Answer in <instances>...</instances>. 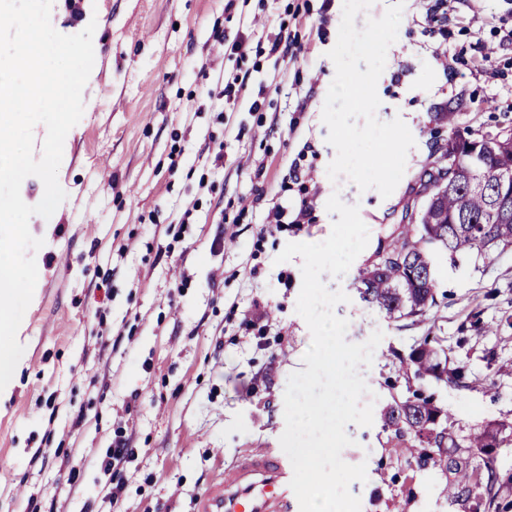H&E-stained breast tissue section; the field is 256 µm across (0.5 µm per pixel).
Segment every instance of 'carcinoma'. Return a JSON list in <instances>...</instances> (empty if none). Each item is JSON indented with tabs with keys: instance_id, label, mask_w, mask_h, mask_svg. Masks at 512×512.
Wrapping results in <instances>:
<instances>
[{
	"instance_id": "cac0c4a2",
	"label": "carcinoma",
	"mask_w": 512,
	"mask_h": 512,
	"mask_svg": "<svg viewBox=\"0 0 512 512\" xmlns=\"http://www.w3.org/2000/svg\"><path fill=\"white\" fill-rule=\"evenodd\" d=\"M448 145L454 170L445 189L436 190L439 172L429 174L421 190L426 197L421 210L413 214L405 208L402 232L359 273L363 300L390 317H422L435 304L437 255L445 253L457 265L475 261L491 248L512 245V217L491 213L492 197L512 194V167L500 171L503 160L512 163V143L491 134L454 133ZM400 363L420 381L464 379L463 367L449 365L434 339H424ZM384 423L396 436L413 438L417 463L448 473V503L458 512H485L490 507L492 469L483 471L471 461L489 463L491 449L500 446L504 435L512 436V421L489 422L462 444L450 412L432 397L416 394L389 405Z\"/></svg>"
}]
</instances>
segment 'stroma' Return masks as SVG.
I'll use <instances>...</instances> for the list:
<instances>
[{
	"instance_id": "stroma-1",
	"label": "stroma",
	"mask_w": 512,
	"mask_h": 512,
	"mask_svg": "<svg viewBox=\"0 0 512 512\" xmlns=\"http://www.w3.org/2000/svg\"><path fill=\"white\" fill-rule=\"evenodd\" d=\"M343 0H57L54 27L94 10L95 79L58 180L66 200L50 231L33 224L40 271L23 316L25 360L0 400V512H197L202 494L246 448L280 451L284 393L303 369L311 334L296 304L301 257L332 229V194L358 205L367 247L325 286L343 291L345 339L383 338L365 381L373 423L348 424L344 460L367 467L353 482L361 512H453L447 477L418 468L411 439L383 426L384 408L415 390L449 408L458 435L512 421V246L473 263L439 257L435 304L395 320L361 301V269L401 229L402 210L434 165L452 107L461 133L512 127V0H455L431 22L435 0H405L398 37L377 82V117L402 118L415 145L389 197L347 178L331 182L336 151L322 110L335 66ZM294 51L270 53L277 36ZM245 55L229 50L235 39ZM488 56L487 72L473 68ZM245 77L223 116L210 108L217 77ZM224 148L218 167L205 160ZM299 169L300 182L289 173ZM308 201L304 223L275 224L274 202ZM191 223L179 224L185 209ZM437 337L463 383L419 381L400 367ZM137 456L108 498L100 468L118 441ZM489 512H512V439L494 456Z\"/></svg>"
}]
</instances>
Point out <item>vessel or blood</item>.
Instances as JSON below:
<instances>
[{
  "instance_id": "vessel-or-blood-1",
  "label": "vessel or blood",
  "mask_w": 512,
  "mask_h": 512,
  "mask_svg": "<svg viewBox=\"0 0 512 512\" xmlns=\"http://www.w3.org/2000/svg\"><path fill=\"white\" fill-rule=\"evenodd\" d=\"M292 464L264 450L242 451L208 490L198 512H300L290 487Z\"/></svg>"
}]
</instances>
